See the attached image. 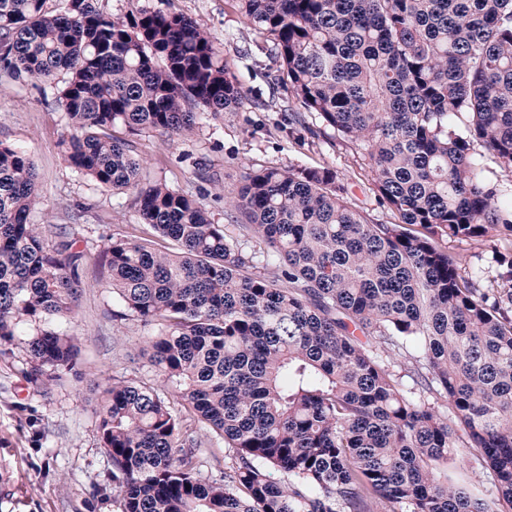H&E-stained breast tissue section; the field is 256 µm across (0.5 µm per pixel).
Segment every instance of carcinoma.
<instances>
[{"label": "carcinoma", "mask_w": 512, "mask_h": 512, "mask_svg": "<svg viewBox=\"0 0 512 512\" xmlns=\"http://www.w3.org/2000/svg\"><path fill=\"white\" fill-rule=\"evenodd\" d=\"M46 2L0 0V76H62L65 161L141 219L104 251L103 287L160 326L143 355L169 395L114 379L101 396L118 512H512V289L444 245L496 242L512 283V192L485 178L512 173V0H236L275 81L361 151L393 224L327 166L250 168L231 190L205 176L210 196L147 179L134 137L182 141L243 105L224 48L181 13ZM39 205L33 157L0 142V350L21 347L45 393L77 364L57 323L86 255L46 244ZM210 436L230 448L211 480ZM450 458L492 496L448 484Z\"/></svg>", "instance_id": "cac0c4a2"}]
</instances>
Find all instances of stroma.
<instances>
[{
	"label": "stroma",
	"instance_id": "1",
	"mask_svg": "<svg viewBox=\"0 0 512 512\" xmlns=\"http://www.w3.org/2000/svg\"><path fill=\"white\" fill-rule=\"evenodd\" d=\"M94 4L109 15L151 7L194 19L223 40L224 60L246 91L241 109L206 119L188 140L173 143L156 133L138 136L144 170L151 178L196 195L209 188L199 177L204 169L230 189L248 167L327 166L371 220L394 223L391 211L376 204L373 175L354 147L313 116L294 122L300 106L274 82L279 61L259 54L234 0ZM258 96L263 106L255 105ZM68 133L59 112L45 100L42 86L0 83V141L27 151L37 165L40 206L34 222L64 227L76 249L88 256L80 272L74 317L61 324L76 336L80 348L75 371L47 393H37L23 379L24 354H0V512H117L112 464L97 436L101 391L115 377L162 386L139 354L155 326L123 315L122 304L102 288L103 270L96 262L104 247L140 218L133 207L119 206L117 198L101 193L67 165L61 141Z\"/></svg>",
	"mask_w": 512,
	"mask_h": 512
}]
</instances>
